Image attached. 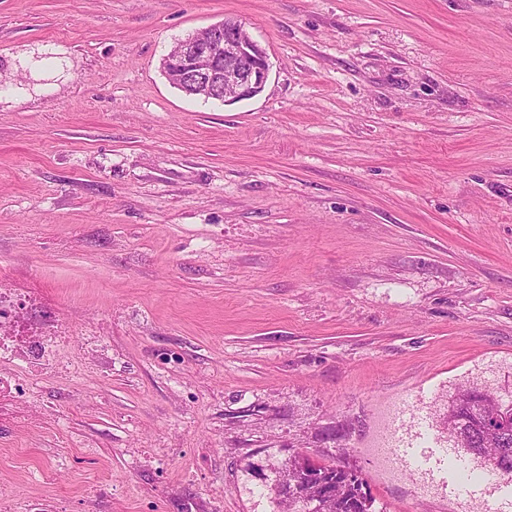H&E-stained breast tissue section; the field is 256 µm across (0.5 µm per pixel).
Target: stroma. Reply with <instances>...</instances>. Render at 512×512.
<instances>
[{"mask_svg":"<svg viewBox=\"0 0 512 512\" xmlns=\"http://www.w3.org/2000/svg\"><path fill=\"white\" fill-rule=\"evenodd\" d=\"M242 22L256 97L160 61ZM0 288L63 360L0 413V512H512L384 452L419 388L512 394V0H0ZM293 458L292 471L289 472L294 482L296 489L300 494H307L310 499H316L319 503V508L315 504L301 496L298 500L288 498V494L284 497L293 506L292 512H373L371 508L373 501L369 497L362 498L359 495V488L363 483V478L360 479L358 471L346 466H325L313 462L309 458H303L301 454H296L288 458L283 468V475L281 480L284 484L288 483V462ZM321 470L328 474L330 481L336 485V497L325 496L324 492L317 486L310 485L312 474ZM359 474V475H358Z\"/></svg>","mask_w":512,"mask_h":512,"instance_id":"1","label":"stroma"}]
</instances>
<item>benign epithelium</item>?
<instances>
[{"label": "benign epithelium", "instance_id": "7a95c632", "mask_svg": "<svg viewBox=\"0 0 512 512\" xmlns=\"http://www.w3.org/2000/svg\"><path fill=\"white\" fill-rule=\"evenodd\" d=\"M162 69L172 85H188L224 104L258 95L269 76L266 50L233 19L179 41L177 49L162 58Z\"/></svg>", "mask_w": 512, "mask_h": 512}]
</instances>
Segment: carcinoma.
I'll list each match as a JSON object with an SVG mask.
<instances>
[{
	"label": "carcinoma",
	"instance_id": "cac0c4a2",
	"mask_svg": "<svg viewBox=\"0 0 512 512\" xmlns=\"http://www.w3.org/2000/svg\"><path fill=\"white\" fill-rule=\"evenodd\" d=\"M512 412V398L487 390L470 389L455 393L448 400V431L453 448L473 456L483 471L512 482V429L497 432L486 420L502 411ZM321 470L336 485V495L327 496L311 484L312 474ZM296 489L308 498L289 500L293 512H371L373 503L359 495L363 480L358 471L346 466H325L293 456L290 472Z\"/></svg>",
	"mask_w": 512,
	"mask_h": 512
}]
</instances>
